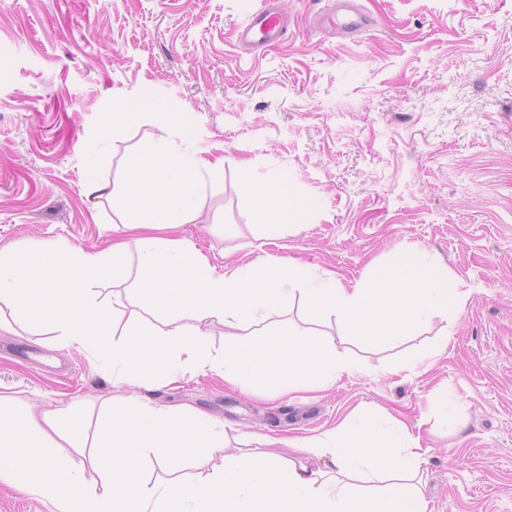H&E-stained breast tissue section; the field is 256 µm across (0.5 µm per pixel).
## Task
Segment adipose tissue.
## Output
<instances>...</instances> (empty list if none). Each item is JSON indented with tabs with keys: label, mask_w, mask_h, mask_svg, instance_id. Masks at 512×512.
<instances>
[{
	"label": "adipose tissue",
	"mask_w": 512,
	"mask_h": 512,
	"mask_svg": "<svg viewBox=\"0 0 512 512\" xmlns=\"http://www.w3.org/2000/svg\"><path fill=\"white\" fill-rule=\"evenodd\" d=\"M147 152L152 165L132 172L118 190L97 178L99 161L89 156L86 189L121 193L135 208H161L162 220L113 225L116 237L101 251L52 242L33 257L0 253V302L13 306L17 323L43 322L60 343L96 350L127 381L149 372L167 379L189 366L242 388L273 373L288 391L299 376L328 388L353 371L334 342L310 340L292 328L212 357L209 323L239 329L263 320L288 298L296 272L269 257L256 277L239 268L217 276L188 240L165 236V229L187 223L196 175L210 163L162 140ZM130 234L138 245L137 292L150 297L168 324L158 343L139 338L137 326L120 324L117 305L98 293L122 270ZM304 295L309 308L333 313L352 330L379 328L389 336L410 334L450 310L463 312L468 299L448 269L426 256L351 288L328 271ZM27 439L24 425L0 417V480L51 499L61 512H428L420 489L427 450L420 436L381 411L345 418L304 441L305 458L284 463L226 453L218 423L200 409L128 405L111 411L99 428L94 448L100 478L90 487L50 451L23 461ZM200 448L223 454L224 465L198 483H155L139 472L144 454L167 462Z\"/></svg>",
	"instance_id": "ef3b65f1"
}]
</instances>
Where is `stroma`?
<instances>
[{"label":"stroma","mask_w":512,"mask_h":512,"mask_svg":"<svg viewBox=\"0 0 512 512\" xmlns=\"http://www.w3.org/2000/svg\"><path fill=\"white\" fill-rule=\"evenodd\" d=\"M262 3L0 0V251L104 247L137 215L88 194L86 157L119 184L147 144L177 148L180 129H194L214 166L175 236L219 272L296 260L299 290L265 329L334 337L354 371L293 398L272 381L241 390L190 369L137 388L33 323L0 330V406L31 428L43 410L70 408L91 429L137 396L191 405L222 423L229 452L280 461L303 457L297 440L378 408L430 450L429 512H512V0H359L370 23L351 35L329 23L337 0H278L287 33L251 50L236 31ZM130 104L141 115L128 122ZM283 177L292 199L263 224L252 189ZM413 247L467 289L461 316L409 336H351L306 307L310 276L351 287ZM422 350L434 353L427 369L400 370ZM444 405L457 432L437 419ZM223 463L205 454L172 469L148 453L140 469L192 483Z\"/></svg>","instance_id":"1"}]
</instances>
